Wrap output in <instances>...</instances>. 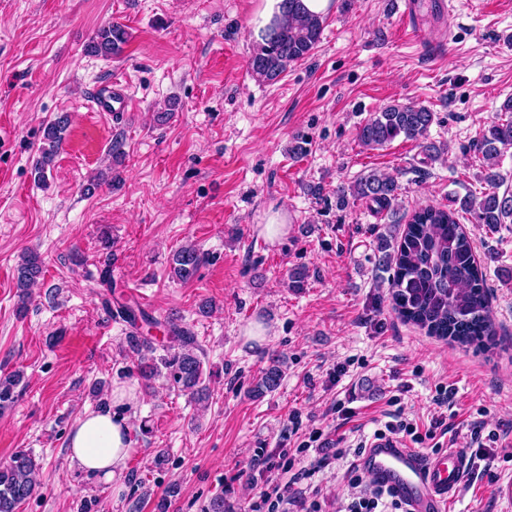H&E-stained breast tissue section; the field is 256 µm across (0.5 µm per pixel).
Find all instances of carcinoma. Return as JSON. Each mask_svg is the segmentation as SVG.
Listing matches in <instances>:
<instances>
[{
	"label": "carcinoma",
	"mask_w": 512,
	"mask_h": 512,
	"mask_svg": "<svg viewBox=\"0 0 512 512\" xmlns=\"http://www.w3.org/2000/svg\"><path fill=\"white\" fill-rule=\"evenodd\" d=\"M298 0H285L284 14L251 54L248 67L261 82L277 80L291 64L309 57L321 40L324 20L301 13ZM128 41V31L119 23L98 28L88 45L90 52L110 57ZM434 121V112L418 104L390 103L361 125L358 142L365 147H382L402 136L416 140L426 134ZM69 117L63 113L48 122L43 145L34 165L35 178L45 179L65 140ZM512 148V117L492 122L475 144L486 167L498 165L502 151ZM488 189L481 196L469 195L460 201V209L471 214L476 223L490 229L512 219V195L497 192L498 175L490 172ZM399 185L394 177L370 172L349 188L336 191V204L343 206L348 197L361 200L381 213L391 208ZM378 265L389 274L393 308L406 321L430 336L451 339L462 346L477 349L491 344L496 327L489 305L485 275L470 240L455 212L447 207L428 205L415 212L400 240L383 236L379 240ZM204 260L193 245L180 247L172 255L173 274L181 281L191 279ZM40 256L29 251L17 267V312L22 314L31 300L30 288L42 276ZM122 318L131 330L126 336L128 349L140 357L139 373L150 382L163 375L181 392L201 403L208 398L204 385L202 350L192 330L176 319L159 321L137 305L119 306ZM160 325L169 344L163 354L154 357L156 346L142 327ZM283 377L280 359L273 358L261 378L250 390L254 398L274 391ZM23 373L0 375V411L17 400L23 385ZM36 460L19 450L10 462L0 467V512H18L36 491Z\"/></svg>",
	"instance_id": "carcinoma-1"
}]
</instances>
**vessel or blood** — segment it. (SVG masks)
Returning <instances> with one entry per match:
<instances>
[{
  "label": "vessel or blood",
  "instance_id": "1",
  "mask_svg": "<svg viewBox=\"0 0 512 512\" xmlns=\"http://www.w3.org/2000/svg\"><path fill=\"white\" fill-rule=\"evenodd\" d=\"M396 10L409 39L419 41L414 0H397ZM129 108L130 97L120 83L108 84L95 93L94 111L125 112ZM356 465L369 479L392 488L406 512H447L463 489L473 459L452 447L426 456L406 441L385 435L367 443Z\"/></svg>",
  "mask_w": 512,
  "mask_h": 512
}]
</instances>
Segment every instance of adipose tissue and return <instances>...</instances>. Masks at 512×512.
<instances>
[{"instance_id": "adipose-tissue-1", "label": "adipose tissue", "mask_w": 512, "mask_h": 512, "mask_svg": "<svg viewBox=\"0 0 512 512\" xmlns=\"http://www.w3.org/2000/svg\"><path fill=\"white\" fill-rule=\"evenodd\" d=\"M138 398L135 387L113 389L106 407L88 410L68 435L69 459L80 474L112 479L123 472L128 456L129 410Z\"/></svg>"}]
</instances>
